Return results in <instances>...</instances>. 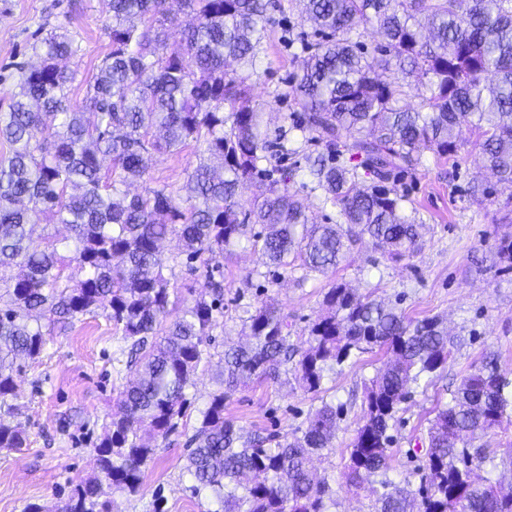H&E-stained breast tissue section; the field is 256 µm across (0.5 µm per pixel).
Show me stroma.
I'll return each mask as SVG.
<instances>
[{
  "mask_svg": "<svg viewBox=\"0 0 512 512\" xmlns=\"http://www.w3.org/2000/svg\"><path fill=\"white\" fill-rule=\"evenodd\" d=\"M270 3V22L251 80L252 97L267 114L270 136L288 138L293 150L288 166L299 185L308 180L309 159L321 151L292 128L296 106L291 82L301 71L303 53L290 38L304 25L288 0ZM102 9L103 0H0V110L7 109L15 91L16 64H37L31 46L50 31L74 41L77 51L64 66L74 75L70 98L81 102L87 79L110 50ZM471 141L470 132H463L454 157L424 153L416 169L399 177L396 187L408 198L405 212L422 226L420 249L413 257L394 262L362 243L330 278L298 265L269 274L262 257L245 243L225 252L224 317L212 332V358L197 377L186 427L159 442L144 470L140 494H115L111 512H215V502L192 496L185 464L187 440L214 387L225 344L239 340L244 320L266 301L287 315L293 343L306 348L307 328L323 313L324 295L334 281L384 299L409 317L445 318L449 332L462 339L444 371L414 390L393 428L396 442L389 476L410 489L419 488L418 462L407 452L425 440L435 407L451 400L461 377L486 352L497 354L501 373L512 380V265L497 257L499 242L512 241V188L481 166ZM198 162L192 145L157 156L147 181L134 183L131 190L139 193L162 185L178 189ZM477 183L488 188V195L472 196L470 189ZM179 249L177 240L166 241L160 259L173 272L175 294L188 300L202 285L205 271L175 264ZM127 353L126 342L97 310L56 330L40 357L25 361L16 378L15 402L27 441L20 450L0 448V512H24L30 504L53 512L76 484L93 476L94 448L123 384L133 376ZM383 362L382 355L366 354L357 364L332 366L318 395L289 375L277 384L252 382L226 401L224 416L246 434H284L301 426L321 402L342 406L335 449L315 459L314 466L333 478L330 512H371V491L347 487L342 473L346 449L362 424L365 386Z\"/></svg>",
  "mask_w": 512,
  "mask_h": 512,
  "instance_id": "stroma-1",
  "label": "stroma"
}]
</instances>
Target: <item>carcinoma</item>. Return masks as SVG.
Instances as JSON below:
<instances>
[{
  "label": "carcinoma",
  "instance_id": "1",
  "mask_svg": "<svg viewBox=\"0 0 512 512\" xmlns=\"http://www.w3.org/2000/svg\"><path fill=\"white\" fill-rule=\"evenodd\" d=\"M111 50L80 103L69 99L72 73L60 60L73 42L50 33L33 44L34 68H19L12 103L0 112V448L25 445L8 420L19 361L36 359L64 324L96 309L131 342L137 376L120 391L118 411L94 449L96 474L78 484L57 512H109L106 497L140 491L153 442L184 427L188 389L208 362L210 332L224 316L219 259L243 241L286 269L300 262L333 272L350 246L368 237L395 261L419 249L418 225L404 194L391 187L421 164L424 151L454 156L462 124L481 162L512 185V0H296L317 40L292 95L294 125L322 145L308 166L311 195L290 186L282 138H270L250 81L265 38L268 0H181L193 17L180 28L168 0H103ZM376 27L381 42L367 57L360 38ZM418 73L420 101L404 103L405 78ZM200 146L186 183L128 190L149 174L156 153ZM373 176L360 185L359 170ZM264 193L244 208L256 182ZM339 208L342 222L311 224L307 211ZM38 224L72 235L40 248ZM263 231L251 233L250 225ZM175 237L186 261L207 267L197 295L177 307L159 261ZM84 272L71 283L70 264ZM326 312L298 352L287 316L272 304L245 322L247 341L224 349V369L199 410L186 470L192 493L215 500L214 512H328V477L311 467L331 450L341 407L323 402L290 434L244 437L224 418V403L253 379L281 368L306 391L320 390L333 364L374 350L391 355L367 387L363 425L346 449L344 477L355 487L379 475L375 512H512V484L470 480L487 463L512 469L482 439L512 426V381L486 354L436 408L412 492L388 478L390 422L422 379L445 368L455 343L437 317L410 319L383 300L344 284L324 295Z\"/></svg>",
  "mask_w": 512,
  "mask_h": 512
}]
</instances>
